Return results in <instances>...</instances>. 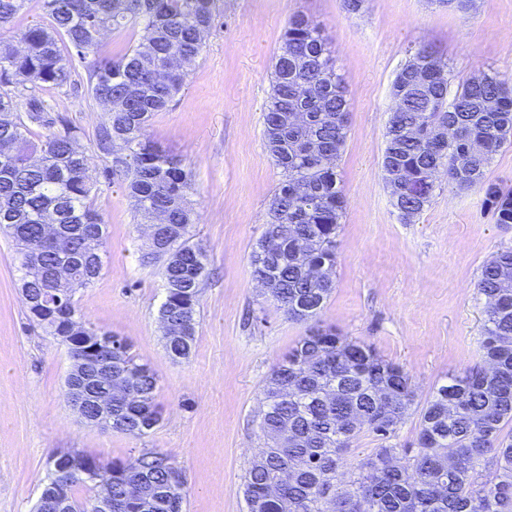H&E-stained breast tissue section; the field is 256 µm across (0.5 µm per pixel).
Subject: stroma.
I'll use <instances>...</instances> for the list:
<instances>
[{
	"label": "stroma",
	"mask_w": 512,
	"mask_h": 512,
	"mask_svg": "<svg viewBox=\"0 0 512 512\" xmlns=\"http://www.w3.org/2000/svg\"><path fill=\"white\" fill-rule=\"evenodd\" d=\"M216 8L183 91L148 128L164 153L193 171L192 231L209 257L189 358H172L165 347L163 280L142 259L147 239L123 178L105 176L106 159L91 151L105 115L90 93V60H74L72 84L40 93L53 117L80 129L78 145L89 150L97 179L94 206L108 229L104 269L77 293L80 311L125 338L151 368L161 421L135 438L89 424L72 408L67 349L30 322L15 246L0 234V512H33L50 457L73 448L106 464L167 453L183 471L187 512H246L242 483L261 446V391L304 332L264 299L249 261L280 180L264 145L263 113L296 13L320 25L349 91L338 162L347 207L321 320L403 366L420 405L481 362L485 299L475 285L482 267L512 247V224L494 223L481 192H459L444 177L421 215L403 223L382 168L384 132L392 82L417 48L435 51L457 84L490 71L512 76V0H473L465 14L438 0H367L356 14L343 0H217Z\"/></svg>",
	"instance_id": "1"
}]
</instances>
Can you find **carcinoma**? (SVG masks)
I'll list each match as a JSON object with an SVG mask.
<instances>
[{
    "label": "carcinoma",
    "mask_w": 512,
    "mask_h": 512,
    "mask_svg": "<svg viewBox=\"0 0 512 512\" xmlns=\"http://www.w3.org/2000/svg\"><path fill=\"white\" fill-rule=\"evenodd\" d=\"M30 0H0V85L59 88L71 78L70 62L97 50L104 35L132 23L140 37L119 58L99 57L91 93L107 112L94 147L120 173L143 224H158L144 258L160 266L165 300L163 324L182 328L165 336L174 359L192 353L200 315L201 284L208 254L193 242L194 212L188 200L192 172L163 153L148 137L153 116L167 110L186 74L173 64L193 63L214 27L216 0H41L49 24L35 23L19 41L3 38ZM421 48L403 65L392 94L407 102L385 127L382 167L413 177L395 208L410 223L430 203L441 166L459 191L478 190L495 223L512 224V191L489 183L493 156L512 142V78L497 72L450 90L447 63L435 57L444 77L416 88L424 66ZM307 114L305 124L290 113ZM349 123L348 89L336 73L320 26L308 16L289 17L275 58L264 113L265 147L281 169L269 204L265 231L250 255L264 298L305 333L272 369L261 393L262 453L246 471L247 512H512V247L500 250L482 269L477 288L486 298L482 361L433 389L419 413L417 447L392 443L409 415L415 389L408 372L383 359L369 344L349 341L319 320L329 299L336 267L337 236L346 197L336 171ZM55 119L43 102L29 98L19 112L0 93V229L17 246V270L30 321L53 337L64 334L41 320L30 301L73 316L78 330L69 354L90 355L92 345L121 343L112 358V430L140 438L161 414L154 403L156 380L136 362L129 344L102 331L80 313L75 294L102 273L106 224L92 208L97 180L78 146L79 128L67 126L39 143L31 126ZM55 224L68 249L45 245L30 260L26 246ZM88 336L84 345L77 337ZM381 443L356 465L344 453L363 431ZM87 459L92 469L75 473L65 492V512H100L99 461L79 450L51 461L43 493L53 491L56 469ZM172 457L153 451L112 464V512H184L185 483Z\"/></svg>",
    "instance_id": "obj_1"
}]
</instances>
